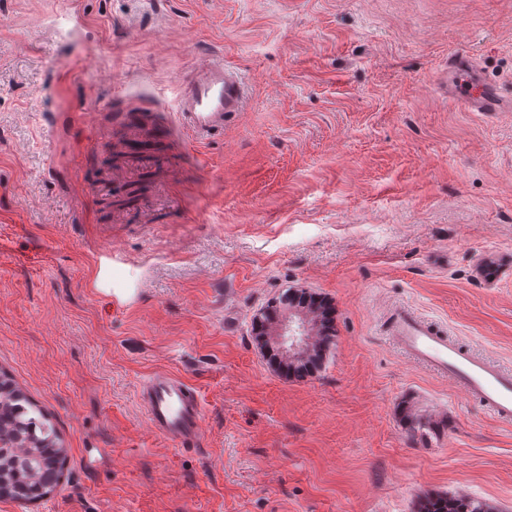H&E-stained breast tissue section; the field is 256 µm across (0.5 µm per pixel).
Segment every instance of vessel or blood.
I'll use <instances>...</instances> for the list:
<instances>
[{"label": "vessel or blood", "mask_w": 512, "mask_h": 512, "mask_svg": "<svg viewBox=\"0 0 512 512\" xmlns=\"http://www.w3.org/2000/svg\"><path fill=\"white\" fill-rule=\"evenodd\" d=\"M449 96L474 112H496L501 100L471 59L456 57L448 69ZM246 91L239 73L214 57L192 69L180 82L177 116L200 144L223 133L230 117L243 111ZM390 335L414 363L450 380L471 400L483 405L502 423H512V369L500 366L448 336L405 305L390 311ZM138 399L151 429L174 447L197 446L201 439L203 405L195 387L183 378L155 372L144 380Z\"/></svg>", "instance_id": "obj_1"}]
</instances>
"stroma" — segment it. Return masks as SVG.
<instances>
[{"instance_id":"35a3bbf8","label":"stroma","mask_w":512,"mask_h":512,"mask_svg":"<svg viewBox=\"0 0 512 512\" xmlns=\"http://www.w3.org/2000/svg\"><path fill=\"white\" fill-rule=\"evenodd\" d=\"M68 6L0 0V368L67 450L0 512H512V425L384 323L410 306L512 368V0H81L73 34ZM458 52L501 111L449 97ZM212 55L249 103L201 146L174 103ZM288 288L333 311L304 378L253 330ZM157 371L199 391L201 448L151 431ZM424 512H490L487 504L468 495L455 498H432Z\"/></svg>"}]
</instances>
